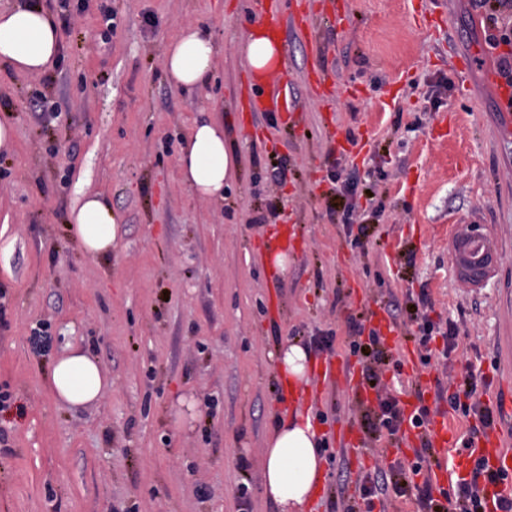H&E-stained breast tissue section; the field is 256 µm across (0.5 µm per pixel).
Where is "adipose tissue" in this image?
Listing matches in <instances>:
<instances>
[{
    "mask_svg": "<svg viewBox=\"0 0 512 512\" xmlns=\"http://www.w3.org/2000/svg\"><path fill=\"white\" fill-rule=\"evenodd\" d=\"M62 37L55 18L37 5H21L0 12V65L25 74H43L56 63ZM218 47L211 31L185 26L168 44L165 71L185 92L192 93L208 81ZM241 53L251 74L264 79L282 65L281 46L274 32L255 23L247 34ZM184 183L206 200L220 201L224 187L241 174V160L219 120L197 121L189 130L186 149L179 158ZM69 230L88 255L107 257L118 241L119 216L110 199L101 193L85 196L72 208ZM306 347L298 342L281 345L275 369L289 391L309 384ZM112 384L98 359L87 349L67 345L54 361L49 386L55 398L70 406L97 401ZM325 461L322 438L310 413L294 410L285 415L265 441L262 480L266 496L282 512H302L318 484Z\"/></svg>",
    "mask_w": 512,
    "mask_h": 512,
    "instance_id": "1",
    "label": "adipose tissue"
}]
</instances>
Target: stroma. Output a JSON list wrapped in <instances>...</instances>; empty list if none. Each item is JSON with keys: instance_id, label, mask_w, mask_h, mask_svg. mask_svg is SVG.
Listing matches in <instances>:
<instances>
[{"instance_id": "35a3bbf8", "label": "stroma", "mask_w": 512, "mask_h": 512, "mask_svg": "<svg viewBox=\"0 0 512 512\" xmlns=\"http://www.w3.org/2000/svg\"><path fill=\"white\" fill-rule=\"evenodd\" d=\"M261 0H70L73 28L53 69L0 66V112L15 126L0 149V512H278L263 489L264 442L291 400L272 354L288 340L312 361H350V321L374 328V307L427 292L428 316L453 322L458 346L424 369L429 389L467 372L493 389L499 337L512 336V137H504L477 0H304L294 27ZM117 13L111 41L100 8ZM152 23H145V16ZM275 25L299 117L255 112L239 48L255 21ZM220 47L205 89L188 95L164 69L186 25ZM472 58L465 85L449 48ZM317 62L334 101L307 82ZM61 113L42 118L34 94ZM232 127L242 174L222 202L183 183L179 157L193 122ZM285 162V184L272 166ZM356 179L335 198L334 181ZM106 192L121 232L110 256L71 241L81 191ZM370 234L351 246L347 204ZM289 228L288 267L265 262ZM488 239L483 283L463 278L455 244ZM49 323L51 343L30 342ZM332 336L331 350L312 349ZM91 348L112 379L96 403L69 407L46 380L67 345ZM300 404L324 416L334 461L305 512L352 502L340 469L409 468L385 454L366 402L344 378L311 376Z\"/></svg>"}]
</instances>
